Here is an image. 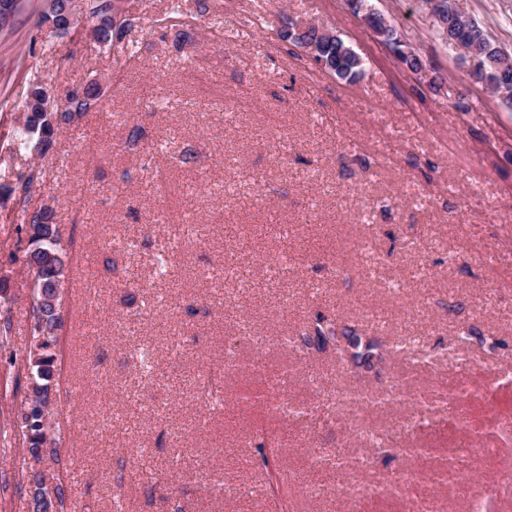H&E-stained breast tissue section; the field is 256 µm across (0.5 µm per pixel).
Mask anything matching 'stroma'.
I'll use <instances>...</instances> for the list:
<instances>
[{
    "instance_id": "obj_1",
    "label": "stroma",
    "mask_w": 512,
    "mask_h": 512,
    "mask_svg": "<svg viewBox=\"0 0 512 512\" xmlns=\"http://www.w3.org/2000/svg\"><path fill=\"white\" fill-rule=\"evenodd\" d=\"M371 3L424 74L347 0H121L133 25L104 50L87 32L40 26L45 0H18L0 28V317L12 322L0 333V512H29L21 474L32 467L78 468L66 512H255L259 427L282 443L285 512H416L424 500L470 512L474 483L494 512H512L496 485L512 471V438L497 426L512 419V108L471 76L420 0ZM461 6L512 54V0ZM309 24L362 56L355 82L287 39ZM93 83L96 108L64 124L46 155L25 146L28 88ZM29 176L30 205L53 209L66 260L56 462H33L16 433L32 344L30 232L17 219ZM163 251L173 271L159 276ZM319 312L361 328L386 314L388 340L407 319L435 358L394 355L360 379L332 351L292 344ZM463 331L470 347L454 363ZM138 348L152 351V372L134 365ZM229 355L246 369L226 374L222 409L206 407L197 388ZM254 363L287 375L306 415L271 413ZM394 385L426 401L421 426L406 428L408 405L376 404ZM345 386L369 403L340 406ZM455 389L473 431L441 411ZM323 448L346 449L351 465L315 464ZM449 466L465 484L436 480ZM406 473L405 494L376 496ZM351 484L366 495L344 497Z\"/></svg>"
}]
</instances>
